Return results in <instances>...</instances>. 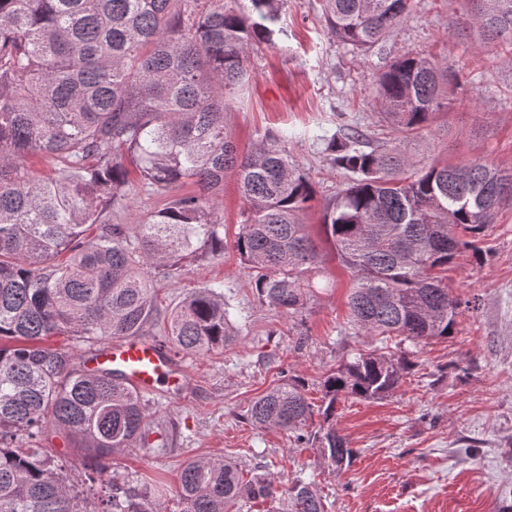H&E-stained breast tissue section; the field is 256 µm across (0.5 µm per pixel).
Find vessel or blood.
I'll return each mask as SVG.
<instances>
[{"mask_svg": "<svg viewBox=\"0 0 512 512\" xmlns=\"http://www.w3.org/2000/svg\"><path fill=\"white\" fill-rule=\"evenodd\" d=\"M92 365L121 370L125 384L144 393H171L184 387V372L179 361L156 341L147 338L105 344L97 351Z\"/></svg>", "mask_w": 512, "mask_h": 512, "instance_id": "1", "label": "vessel or blood"}]
</instances>
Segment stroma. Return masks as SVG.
I'll return each instance as SVG.
<instances>
[{
  "instance_id": "35a3bbf8",
  "label": "stroma",
  "mask_w": 512,
  "mask_h": 512,
  "mask_svg": "<svg viewBox=\"0 0 512 512\" xmlns=\"http://www.w3.org/2000/svg\"><path fill=\"white\" fill-rule=\"evenodd\" d=\"M281 24L274 44L250 49V80L224 123L243 153L267 136L285 137L289 155L311 176L314 201L303 220L324 260L315 288L292 316L263 305L230 248L157 274L163 310L223 283L234 336L223 349L180 356L186 388L145 397L159 449L115 454L110 469L134 486L159 476L172 487L184 461L223 457L284 488L311 484L327 512H512V204L485 231L482 259L464 250L448 266V287L465 302L451 336L418 346L359 336L348 321L351 277L320 229L323 206L346 176L319 140L323 131L356 126L418 164L512 169V48L483 34L471 0H413L398 27L364 55L329 32L320 0H284ZM406 54L458 70L452 93L460 104L424 135L396 138L378 122L372 92L379 74ZM214 204L234 237L245 210L234 172L225 174ZM382 346L406 354L411 368L384 399L337 402L336 427L357 451L349 467L333 469L317 447L251 423V402L283 377L304 381L317 404L330 370Z\"/></svg>"
}]
</instances>
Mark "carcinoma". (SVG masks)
Segmentation results:
<instances>
[{
	"label": "carcinoma",
	"mask_w": 512,
	"mask_h": 512,
	"mask_svg": "<svg viewBox=\"0 0 512 512\" xmlns=\"http://www.w3.org/2000/svg\"><path fill=\"white\" fill-rule=\"evenodd\" d=\"M282 0H0V512H230L243 499L289 496L292 512H325L297 481L281 490L265 475L244 478L229 459L184 462L174 490L130 486L109 475L119 450L150 449L153 427L140 392L110 371L78 365L74 349L152 335L183 355L230 340L223 285L199 288L170 311L154 277L202 250L224 255L213 195L234 171L246 211L233 248L258 299L294 315L313 288L320 254L301 215L311 178L284 141L268 137L241 155L224 111L249 80L248 54L270 43ZM332 35L362 53L378 46L410 0H322ZM484 32L512 45V0H472ZM458 74L424 55L403 56L378 77V121L420 135L451 105ZM320 140L348 180L325 204L321 229L353 287L347 306L362 336L414 344L452 335L460 301L439 270L512 200V178L487 163L415 169L398 147L368 145L357 130ZM56 161L32 176L28 159ZM164 199L133 224H113L132 187ZM186 184L191 193L181 192ZM97 227V234L88 231ZM64 252L65 263L57 262ZM65 336L66 346L50 339ZM404 357L360 353L322 382L319 408L298 378L253 401L252 422L315 443L336 468L356 451L333 425L339 396L382 399L399 388ZM323 416L315 431L314 414ZM84 450L88 491L69 484L45 437Z\"/></svg>",
	"instance_id": "1"
}]
</instances>
